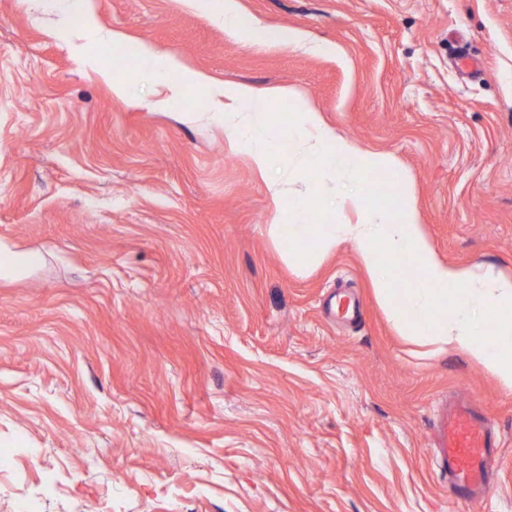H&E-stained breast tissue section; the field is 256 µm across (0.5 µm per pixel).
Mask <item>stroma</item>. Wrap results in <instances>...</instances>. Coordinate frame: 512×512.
Instances as JSON below:
<instances>
[{
    "label": "stroma",
    "instance_id": "1",
    "mask_svg": "<svg viewBox=\"0 0 512 512\" xmlns=\"http://www.w3.org/2000/svg\"><path fill=\"white\" fill-rule=\"evenodd\" d=\"M332 47L240 43L224 0H0V512H453L433 411L474 402L503 446L479 512H512V389L399 336L351 244L283 259L280 205L218 122L152 109L151 66L97 68L119 30L212 81L287 86L411 178L438 255L512 278V0H241ZM467 44L480 74L458 69ZM377 177L322 180L316 210ZM344 287L352 324L329 317ZM35 261L36 257L29 253L0 250V277L16 274L31 267Z\"/></svg>",
    "mask_w": 512,
    "mask_h": 512
}]
</instances>
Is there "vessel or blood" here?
<instances>
[{"mask_svg":"<svg viewBox=\"0 0 512 512\" xmlns=\"http://www.w3.org/2000/svg\"><path fill=\"white\" fill-rule=\"evenodd\" d=\"M435 459L447 475L452 499L461 506L480 504L489 469L502 446L498 434L469 401L454 399L432 424Z\"/></svg>","mask_w":512,"mask_h":512,"instance_id":"1","label":"vessel or blood"}]
</instances>
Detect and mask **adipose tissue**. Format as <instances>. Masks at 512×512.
I'll use <instances>...</instances> for the list:
<instances>
[{
  "instance_id": "obj_1",
  "label": "adipose tissue",
  "mask_w": 512,
  "mask_h": 512,
  "mask_svg": "<svg viewBox=\"0 0 512 512\" xmlns=\"http://www.w3.org/2000/svg\"><path fill=\"white\" fill-rule=\"evenodd\" d=\"M224 29L239 41L262 45L305 43L294 29L271 28L241 12L238 0H224ZM106 48H122L150 61L160 81L155 109L163 110L189 86L206 87L222 101L224 110L186 113L187 121L219 120L236 135L257 171L279 156L296 179L311 173L360 177L369 172L386 175L389 198L378 201L359 193L342 200V207L360 212L355 224L330 220L309 223L311 214L301 190L273 183L274 199L287 203L289 223L270 228L279 240L283 256L295 262H313L344 243H351L366 269L375 297L399 333L437 349L464 350L483 369L512 387V279L488 271L464 269L443 262L423 234L410 185L386 153H366L355 143L336 138L320 115L299 107L289 127L273 122L271 106L292 98L286 88L264 91L244 85H226L208 78L158 53L153 47L130 41L122 32L109 31L99 39ZM406 258L417 273L414 283L399 287L398 258ZM494 322V338L476 340L470 330L474 312Z\"/></svg>"
}]
</instances>
